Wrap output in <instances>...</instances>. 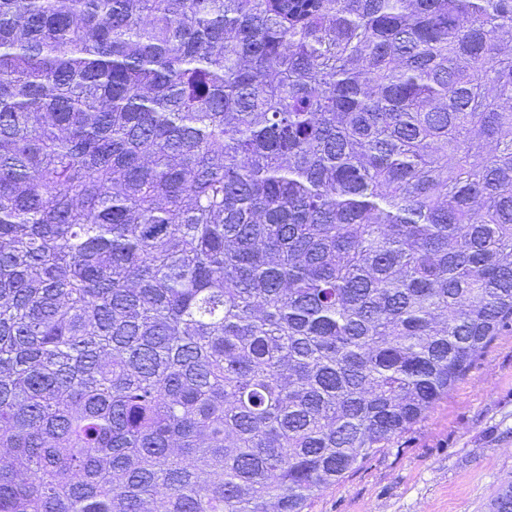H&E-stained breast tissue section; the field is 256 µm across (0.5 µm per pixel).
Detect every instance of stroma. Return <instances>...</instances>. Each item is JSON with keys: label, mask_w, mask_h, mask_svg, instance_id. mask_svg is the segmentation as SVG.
<instances>
[{"label": "stroma", "mask_w": 512, "mask_h": 512, "mask_svg": "<svg viewBox=\"0 0 512 512\" xmlns=\"http://www.w3.org/2000/svg\"><path fill=\"white\" fill-rule=\"evenodd\" d=\"M512 488V326L420 422L305 512H494Z\"/></svg>", "instance_id": "obj_1"}]
</instances>
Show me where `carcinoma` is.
Listing matches in <instances>:
<instances>
[{
  "label": "carcinoma",
  "mask_w": 512,
  "mask_h": 512,
  "mask_svg": "<svg viewBox=\"0 0 512 512\" xmlns=\"http://www.w3.org/2000/svg\"><path fill=\"white\" fill-rule=\"evenodd\" d=\"M512 323V0H0V512H304Z\"/></svg>",
  "instance_id": "1"
}]
</instances>
